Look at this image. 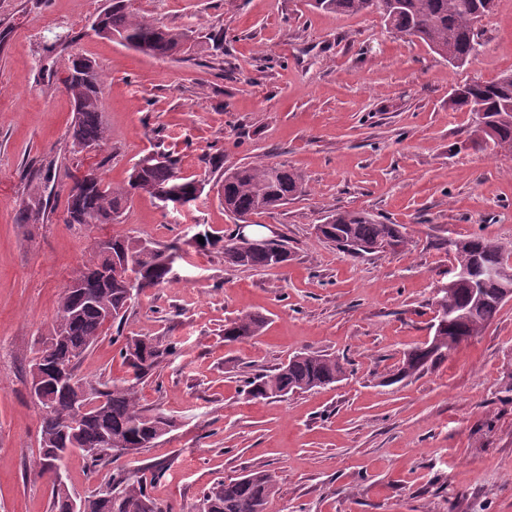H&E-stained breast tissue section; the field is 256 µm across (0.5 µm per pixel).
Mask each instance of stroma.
Returning <instances> with one entry per match:
<instances>
[{"instance_id": "35a3bbf8", "label": "stroma", "mask_w": 512, "mask_h": 512, "mask_svg": "<svg viewBox=\"0 0 512 512\" xmlns=\"http://www.w3.org/2000/svg\"><path fill=\"white\" fill-rule=\"evenodd\" d=\"M311 2L140 0L148 16L190 34L180 52L157 58L95 34L108 0H0V512H50L31 361L92 240L112 235L178 243L186 254L174 278L104 330L79 372L126 377L121 337L176 342L138 395L177 426L109 465L70 455L74 494L138 470L171 512H200L217 482L259 468L279 489L269 512H512V402L500 395L512 369V300L445 362L391 380L430 334L437 291L451 278L450 241L512 243V158L476 141L475 113L448 105L454 86L512 71V0H496L481 54L460 68L378 15ZM219 30L215 57L206 39ZM74 54L106 79L99 109L109 139L82 152L68 138ZM214 147L228 168L262 159L303 175L305 195L258 218L287 241L286 265L245 270L192 248L197 232L234 227L204 162ZM158 150L206 179L190 208L166 210L141 194L120 223H64L76 177L96 167L122 184ZM34 195L42 221L18 223ZM336 208L405 225L411 243L339 252L314 230ZM243 312L266 317L262 336L225 344V320ZM299 351L349 360L345 378L284 399L245 394L246 377Z\"/></svg>"}]
</instances>
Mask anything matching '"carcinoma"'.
Listing matches in <instances>:
<instances>
[{"label":"carcinoma","mask_w":512,"mask_h":512,"mask_svg":"<svg viewBox=\"0 0 512 512\" xmlns=\"http://www.w3.org/2000/svg\"><path fill=\"white\" fill-rule=\"evenodd\" d=\"M315 8L339 15L376 12L386 26L406 30L453 67L471 61L481 46L480 31L475 28L479 12H490L492 0H314ZM94 31L105 38L117 39L124 46L142 54L165 58L180 50L187 40L184 30L168 27L149 19L135 7L134 0H112L96 19ZM104 84L102 74L88 60L72 59L65 89L74 103L72 147L101 146L108 131L99 111V94ZM449 105L462 110L479 105L485 113L486 128L482 141L493 150L512 153V72L496 80H480L452 89ZM212 169L222 171L220 199L224 212L235 220L250 219L288 204L306 192L301 174L284 164L274 166L257 160L223 169V156L209 159ZM179 185L184 204L195 202L207 186L206 180L184 176L177 161L168 166H143L135 163L127 183L114 185L92 171L74 181L81 189L77 196L67 195L64 222L69 224H115L133 195L145 193L158 200L173 185ZM43 202L32 199L23 209L21 223L37 224ZM322 238L353 255L374 252L385 243L391 248L408 244L406 227L384 224L363 211L330 210L323 218ZM200 251L217 250L224 261L236 267L267 269L290 260L291 252L284 240L261 243L238 240L233 234L202 233ZM111 251H94L90 263L71 276L84 281V294L62 292L58 314L47 330L55 342L44 349L46 341L35 351L37 367H68L79 374V367L90 348L102 336L108 323L122 320L131 300L148 288L170 279L165 254L177 250L174 245L159 246L129 237L111 236ZM453 264L468 271H499V279L484 284L479 301L472 300L470 286L460 284L450 301L456 309L445 326L432 324L433 335L404 354L394 380H404L443 361L448 355V341L459 344L483 332L504 303L512 299V245L481 236H465L451 242ZM135 274L140 286L128 291L126 273ZM266 319L259 313H245L224 324V341L254 340L263 333ZM176 351L173 343L154 338L130 337L120 348V355L132 375L122 381L80 380L103 399L100 409H92L74 420L69 409L75 393L61 385L54 376L45 381V395L55 410L42 414L40 422L41 471L62 467L67 455L60 449L69 445L80 448H149L168 435L175 423L158 409H146L138 397L137 386L158 366L160 359ZM346 375L345 363L329 354L300 352L287 363L258 375L247 382V395L253 399L284 397L297 391L329 385ZM278 488L272 476L253 469L246 474L224 480L203 498V512H266ZM71 495L67 484L53 486L51 512H66L65 502ZM86 512H168L146 491L138 476L119 475L106 488L86 497Z\"/></svg>","instance_id":"1"}]
</instances>
